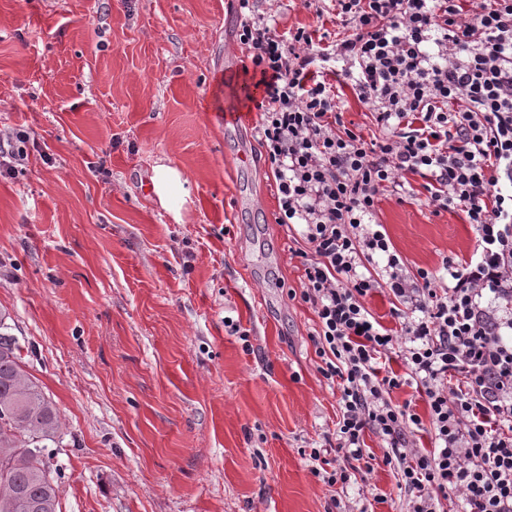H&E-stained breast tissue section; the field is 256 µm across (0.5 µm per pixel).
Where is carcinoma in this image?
I'll return each mask as SVG.
<instances>
[{
	"label": "carcinoma",
	"instance_id": "carcinoma-1",
	"mask_svg": "<svg viewBox=\"0 0 512 512\" xmlns=\"http://www.w3.org/2000/svg\"><path fill=\"white\" fill-rule=\"evenodd\" d=\"M0 313V512H58V481L45 461L57 410L23 369Z\"/></svg>",
	"mask_w": 512,
	"mask_h": 512
}]
</instances>
